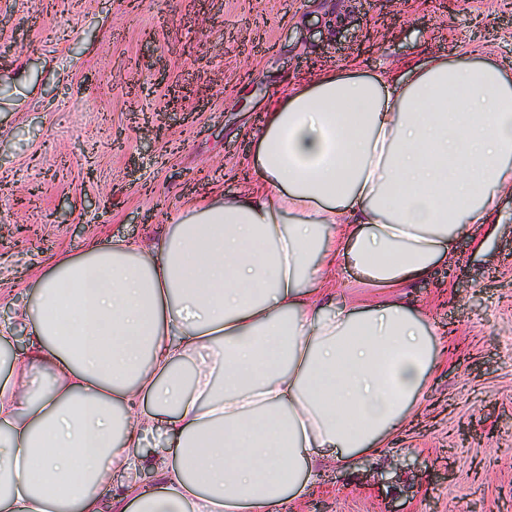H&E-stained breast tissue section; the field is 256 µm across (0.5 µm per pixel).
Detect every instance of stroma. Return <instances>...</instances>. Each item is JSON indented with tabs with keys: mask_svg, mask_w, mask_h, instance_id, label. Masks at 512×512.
Returning a JSON list of instances; mask_svg holds the SVG:
<instances>
[{
	"mask_svg": "<svg viewBox=\"0 0 512 512\" xmlns=\"http://www.w3.org/2000/svg\"><path fill=\"white\" fill-rule=\"evenodd\" d=\"M480 54L512 74V0H0V289L58 252L158 243L235 196L288 78ZM405 290L455 347L379 453L317 464L294 512H512V194Z\"/></svg>",
	"mask_w": 512,
	"mask_h": 512,
	"instance_id": "35a3bbf8",
	"label": "stroma"
}]
</instances>
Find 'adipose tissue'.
<instances>
[{
	"mask_svg": "<svg viewBox=\"0 0 512 512\" xmlns=\"http://www.w3.org/2000/svg\"><path fill=\"white\" fill-rule=\"evenodd\" d=\"M242 195L150 248L53 256L0 378V512H279L321 452L377 451L420 411L436 330L398 298L512 186V75L432 58L278 95ZM350 266L383 301L336 304ZM166 429L169 447L139 454ZM147 468L104 502L113 472Z\"/></svg>",
	"mask_w": 512,
	"mask_h": 512,
	"instance_id": "obj_1",
	"label": "adipose tissue"
}]
</instances>
